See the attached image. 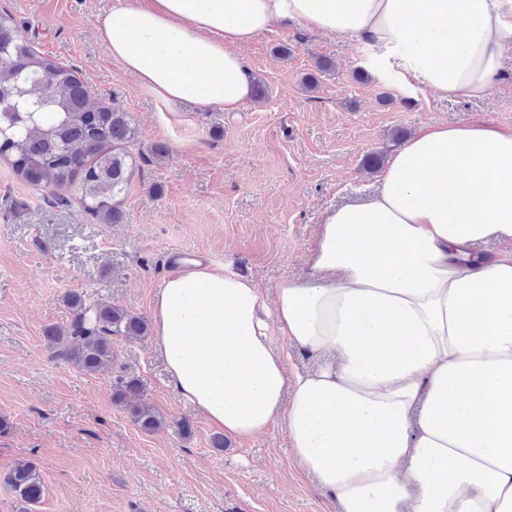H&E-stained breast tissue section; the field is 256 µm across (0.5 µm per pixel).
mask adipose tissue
<instances>
[{"label":"adipose tissue","mask_w":512,"mask_h":512,"mask_svg":"<svg viewBox=\"0 0 512 512\" xmlns=\"http://www.w3.org/2000/svg\"><path fill=\"white\" fill-rule=\"evenodd\" d=\"M288 20L403 50L444 98L487 96L512 38L498 0H118L96 30L157 101L237 112L240 47ZM490 240L505 250L473 255ZM309 260L269 320L231 263L172 269L151 320L180 398L236 439L283 423L342 512H512V132L423 128ZM291 346L317 365L289 374Z\"/></svg>","instance_id":"adipose-tissue-1"}]
</instances>
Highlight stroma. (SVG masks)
<instances>
[{
  "label": "stroma",
  "instance_id": "stroma-1",
  "mask_svg": "<svg viewBox=\"0 0 512 512\" xmlns=\"http://www.w3.org/2000/svg\"><path fill=\"white\" fill-rule=\"evenodd\" d=\"M114 0H0L22 37L70 66L96 99L129 112L145 151L122 223L80 203L56 207L0 162V512L24 507L6 478L33 463L43 496L32 512H338L292 457L282 424L256 438L222 436L173 389L153 336H117L114 358L87 373L56 358L46 331L69 323V292L150 317L169 256L201 250L233 261L266 291L305 279L328 210L374 189L389 158L431 124L512 132V42L489 96L453 100L414 78L402 52L338 40L297 22L240 49L266 97L241 111L164 105L113 61L95 21ZM287 47V56L277 53ZM366 70L368 79L356 78ZM319 87L303 91L304 78ZM162 146L164 158L150 156ZM135 377L165 417L141 430L112 386Z\"/></svg>",
  "mask_w": 512,
  "mask_h": 512
}]
</instances>
